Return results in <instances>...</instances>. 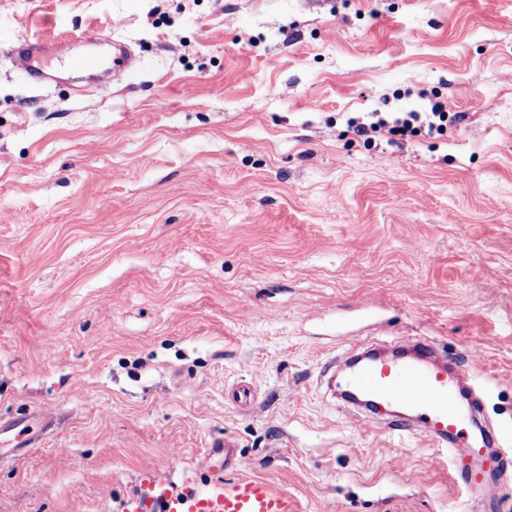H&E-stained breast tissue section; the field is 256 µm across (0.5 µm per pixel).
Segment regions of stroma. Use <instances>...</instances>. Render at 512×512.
I'll return each mask as SVG.
<instances>
[{
    "mask_svg": "<svg viewBox=\"0 0 512 512\" xmlns=\"http://www.w3.org/2000/svg\"><path fill=\"white\" fill-rule=\"evenodd\" d=\"M121 43L106 86L68 65ZM436 102L441 136L348 130ZM414 337L512 448V0H0V418H51L0 512L242 476L298 512H467L432 442L318 379ZM47 45L44 42L23 38L15 49V64L26 74L35 85L46 84L51 79V74L43 68L40 57L46 52Z\"/></svg>",
    "mask_w": 512,
    "mask_h": 512,
    "instance_id": "obj_1",
    "label": "stroma"
}]
</instances>
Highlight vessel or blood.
I'll use <instances>...</instances> for the list:
<instances>
[{
    "label": "vessel or blood",
    "mask_w": 512,
    "mask_h": 512,
    "mask_svg": "<svg viewBox=\"0 0 512 512\" xmlns=\"http://www.w3.org/2000/svg\"><path fill=\"white\" fill-rule=\"evenodd\" d=\"M47 46L40 41L22 39L15 49V64L33 84H46L51 75L40 63ZM71 66L94 72L98 84H108L110 68L94 57L72 59ZM463 368L441 356L427 340L416 339L400 353L365 351L362 361L346 381L349 392L372 406L359 417V425L370 428L386 424L390 429L420 434L443 448L454 465L450 476L467 489L488 484L485 468L487 449L497 440L492 428L470 429L482 402L462 388ZM46 424L42 417L27 415L0 420V437L8 447L0 449L4 458H19L36 447ZM122 512H297L294 500L274 491L261 480L243 477L209 494L196 489L144 478L139 489L124 499Z\"/></svg>",
    "instance_id": "vessel-or-blood-1"
}]
</instances>
